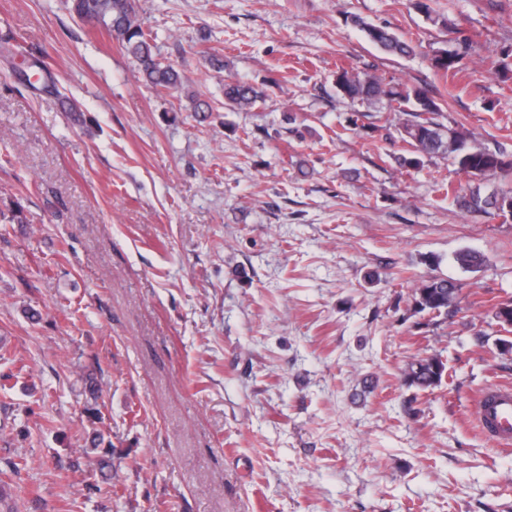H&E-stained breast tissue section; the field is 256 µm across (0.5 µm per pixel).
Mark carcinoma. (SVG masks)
I'll return each mask as SVG.
<instances>
[{
	"label": "carcinoma",
	"instance_id": "1",
	"mask_svg": "<svg viewBox=\"0 0 512 512\" xmlns=\"http://www.w3.org/2000/svg\"><path fill=\"white\" fill-rule=\"evenodd\" d=\"M71 15L94 25L102 26L124 50L136 59L144 81L154 88L178 90L185 77L171 63H164L154 53L149 34L138 18L135 0H67ZM365 39L381 51L395 57L416 55L418 46L406 40L388 25L368 23L355 19ZM460 53L441 49L433 58L434 67L447 74L457 71ZM336 91L351 101L380 104L389 111L401 112L406 119L398 127L401 140L410 148L409 156L400 158L403 167L417 168L422 159L443 155L451 159L458 170L471 176L473 184L461 194L449 189L453 202L469 212L500 214L512 206V191H485L484 181L497 176L505 168L503 154L482 147L471 146L467 136L437 121L441 108L428 91L405 85L384 82L379 76L361 75L346 68L333 75ZM264 88L239 81H224V105L240 110L254 108L266 100ZM455 262L467 270L483 266L484 256L476 251L462 250L455 254ZM461 284L446 277H432L417 288L414 310L437 317H448L459 311ZM445 364L437 356L418 357L411 361L404 379L408 386L432 390L442 383ZM105 437L97 432L92 437L85 455L99 452L96 462L99 470L112 472V446H104Z\"/></svg>",
	"mask_w": 512,
	"mask_h": 512
}]
</instances>
